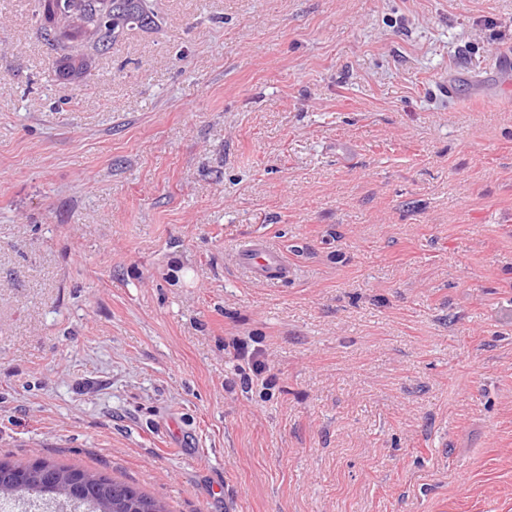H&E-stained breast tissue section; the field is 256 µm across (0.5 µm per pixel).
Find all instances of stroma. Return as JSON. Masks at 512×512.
Segmentation results:
<instances>
[{
  "instance_id": "35a3bbf8",
  "label": "stroma",
  "mask_w": 512,
  "mask_h": 512,
  "mask_svg": "<svg viewBox=\"0 0 512 512\" xmlns=\"http://www.w3.org/2000/svg\"><path fill=\"white\" fill-rule=\"evenodd\" d=\"M151 5L63 80L0 0V459L169 512H512V0ZM239 264L246 266L254 281L275 285L288 281L290 267L283 253L264 237H255L238 249ZM247 345L237 340L232 341V348L235 351L236 359L246 360V365L252 371L255 377L261 376L267 369V363L265 362L264 354L259 349H253L249 353Z\"/></svg>"
}]
</instances>
